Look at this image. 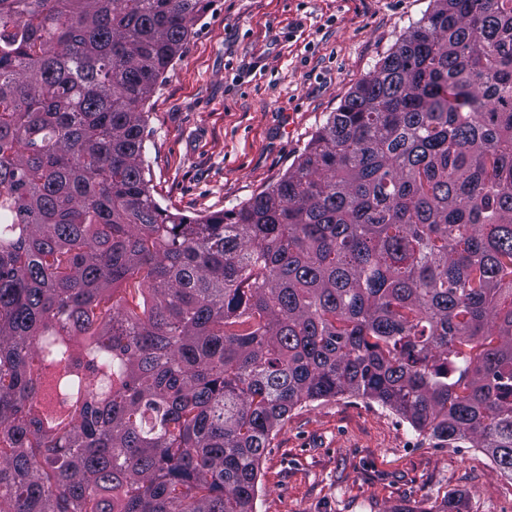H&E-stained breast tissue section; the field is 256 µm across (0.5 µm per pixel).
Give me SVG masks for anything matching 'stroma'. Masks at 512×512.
I'll return each mask as SVG.
<instances>
[{"instance_id": "1", "label": "stroma", "mask_w": 512, "mask_h": 512, "mask_svg": "<svg viewBox=\"0 0 512 512\" xmlns=\"http://www.w3.org/2000/svg\"><path fill=\"white\" fill-rule=\"evenodd\" d=\"M430 0H208L162 75L143 160L155 200L203 217L273 186ZM255 512H512L478 448H440L360 397L307 401L273 432Z\"/></svg>"}]
</instances>
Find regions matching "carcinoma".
<instances>
[{
    "instance_id": "carcinoma-1",
    "label": "carcinoma",
    "mask_w": 512,
    "mask_h": 512,
    "mask_svg": "<svg viewBox=\"0 0 512 512\" xmlns=\"http://www.w3.org/2000/svg\"><path fill=\"white\" fill-rule=\"evenodd\" d=\"M204 0H0V512H255L307 400L512 479V0H431L272 187L153 198Z\"/></svg>"
}]
</instances>
